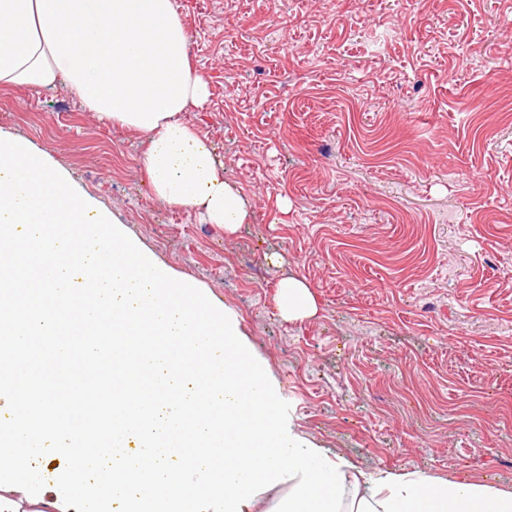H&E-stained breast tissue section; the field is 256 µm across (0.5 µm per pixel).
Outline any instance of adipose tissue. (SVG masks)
Instances as JSON below:
<instances>
[{
  "label": "adipose tissue",
  "instance_id": "adipose-tissue-1",
  "mask_svg": "<svg viewBox=\"0 0 512 512\" xmlns=\"http://www.w3.org/2000/svg\"><path fill=\"white\" fill-rule=\"evenodd\" d=\"M63 87L97 119L147 138L143 165L155 195L232 233L248 211L210 146L182 119L209 96L193 70L175 0H0V87ZM0 402L14 419L0 434V512L21 501L56 512H253L256 496L287 485L276 512H512V491L420 471L365 473L326 448H304L281 423L272 381L239 339L232 311L125 237L120 223L74 189L68 173L27 141L0 131ZM52 261L53 287L19 285L23 267ZM284 318L316 313L294 277L279 281ZM156 346L161 391L134 406L121 436L133 454L97 451L96 422L76 431L48 407L85 399L83 381L57 391L52 339L65 321L108 324L122 350L127 319ZM45 408H34L35 399ZM182 445L166 447L170 432ZM64 468L44 478L38 461Z\"/></svg>",
  "mask_w": 512,
  "mask_h": 512
}]
</instances>
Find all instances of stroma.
<instances>
[{"mask_svg":"<svg viewBox=\"0 0 512 512\" xmlns=\"http://www.w3.org/2000/svg\"><path fill=\"white\" fill-rule=\"evenodd\" d=\"M175 2L237 231L64 88H0V129L235 312L303 447L512 490V0ZM285 275L317 315H281Z\"/></svg>","mask_w":512,"mask_h":512,"instance_id":"stroma-1","label":"stroma"}]
</instances>
